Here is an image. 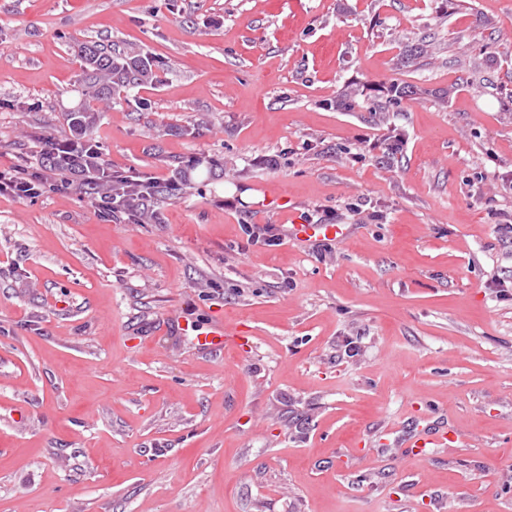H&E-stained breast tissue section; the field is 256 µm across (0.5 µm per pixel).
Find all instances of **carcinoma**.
I'll return each mask as SVG.
<instances>
[{
  "mask_svg": "<svg viewBox=\"0 0 512 512\" xmlns=\"http://www.w3.org/2000/svg\"><path fill=\"white\" fill-rule=\"evenodd\" d=\"M77 51L83 60L77 92L79 103L66 112L71 139L60 141L50 134L39 137L42 162L60 174L79 172L83 186L102 199L103 209L116 218L125 217L138 223L158 218L155 204L169 198L178 186L191 181L203 166V160H173L172 176L154 182L150 197L141 195L146 177L134 170H118L104 157L98 135L99 117L91 102L103 97L128 95L136 88L154 85L166 63L160 57L141 49L134 50L118 43L81 42ZM377 92L388 101L415 99L424 93L408 83H384ZM367 96L364 87L347 85L336 99V107L353 111L360 106V97Z\"/></svg>",
  "mask_w": 512,
  "mask_h": 512,
  "instance_id": "carcinoma-1",
  "label": "carcinoma"
}]
</instances>
